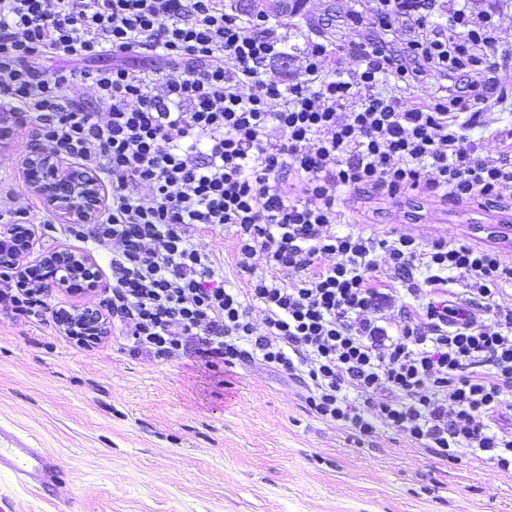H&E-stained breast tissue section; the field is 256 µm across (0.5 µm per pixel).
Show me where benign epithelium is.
Listing matches in <instances>:
<instances>
[{
    "label": "benign epithelium",
    "mask_w": 512,
    "mask_h": 512,
    "mask_svg": "<svg viewBox=\"0 0 512 512\" xmlns=\"http://www.w3.org/2000/svg\"><path fill=\"white\" fill-rule=\"evenodd\" d=\"M22 177L28 188L41 196L63 224H91L104 205L98 178L82 166L66 165L46 148L35 144L26 154ZM32 224L0 225V273L20 286L45 293L95 291L100 282L97 263L90 255L69 246L33 255ZM58 327L68 336H107L109 321L98 308L65 305Z\"/></svg>",
    "instance_id": "1"
}]
</instances>
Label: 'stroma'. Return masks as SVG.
Wrapping results in <instances>:
<instances>
[{
  "label": "stroma",
  "instance_id": "obj_1",
  "mask_svg": "<svg viewBox=\"0 0 512 512\" xmlns=\"http://www.w3.org/2000/svg\"><path fill=\"white\" fill-rule=\"evenodd\" d=\"M235 11L259 8L288 32L318 33L345 44L376 37L351 27L350 12L370 13V0H231ZM0 147V210L28 208L51 218L19 176L35 139L23 114ZM339 231L383 238L406 234L423 246L465 241L492 246L512 268V185L483 203L453 204L418 195L391 200L358 191L347 199ZM197 248L224 266L227 287L242 289L231 231L204 230ZM94 259L96 291L45 294L50 308H105L112 273L105 252ZM220 385L194 357L159 363L132 352L118 333L91 345L55 322L14 315L0 306V430L47 449L66 479L46 491L12 486L21 512H512V473L465 455L444 465L430 451L387 430L365 448L341 426L305 407V388L251 363Z\"/></svg>",
  "mask_w": 512,
  "mask_h": 512
}]
</instances>
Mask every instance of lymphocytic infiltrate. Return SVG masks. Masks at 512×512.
I'll return each instance as SVG.
<instances>
[{"label": "lymphocytic infiltrate", "mask_w": 512, "mask_h": 512, "mask_svg": "<svg viewBox=\"0 0 512 512\" xmlns=\"http://www.w3.org/2000/svg\"><path fill=\"white\" fill-rule=\"evenodd\" d=\"M445 4L374 0L371 19L349 14L356 28L413 30L399 48L317 36L292 49L267 14L229 13L224 0H0V110L29 113L49 151L107 176L101 217L67 232L111 249L109 307L131 350L192 355L212 372L258 362L303 379L311 413L358 443L386 428L445 463L467 450L506 473L512 432L492 418L512 390V303L497 251L336 231L345 192L465 203L512 184V150L488 161L466 145L467 129L512 98L495 75L512 48L491 14L466 5L435 24ZM128 52L147 67L100 64ZM348 53L363 67L342 71ZM43 56L95 63V106L68 94L66 76L41 73ZM436 69L447 91L408 96ZM215 227L233 230L244 293L194 244ZM381 265L410 302L378 284ZM451 272L498 331L449 301Z\"/></svg>", "instance_id": "obj_1"}]
</instances>
